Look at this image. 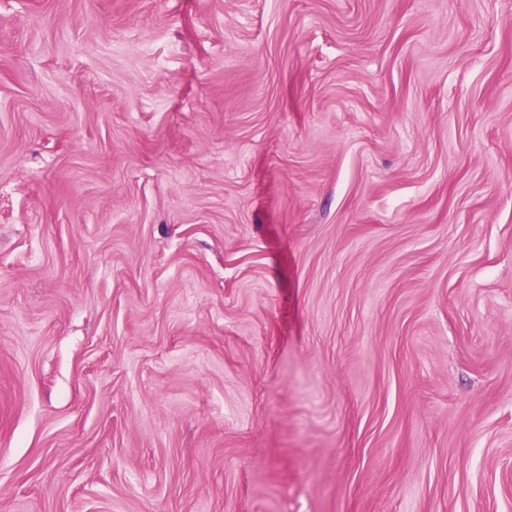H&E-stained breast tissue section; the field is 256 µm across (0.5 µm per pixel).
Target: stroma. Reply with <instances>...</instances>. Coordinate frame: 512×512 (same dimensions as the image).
<instances>
[{
  "label": "stroma",
  "instance_id": "obj_1",
  "mask_svg": "<svg viewBox=\"0 0 512 512\" xmlns=\"http://www.w3.org/2000/svg\"><path fill=\"white\" fill-rule=\"evenodd\" d=\"M0 512H512V0H0Z\"/></svg>",
  "mask_w": 512,
  "mask_h": 512
}]
</instances>
